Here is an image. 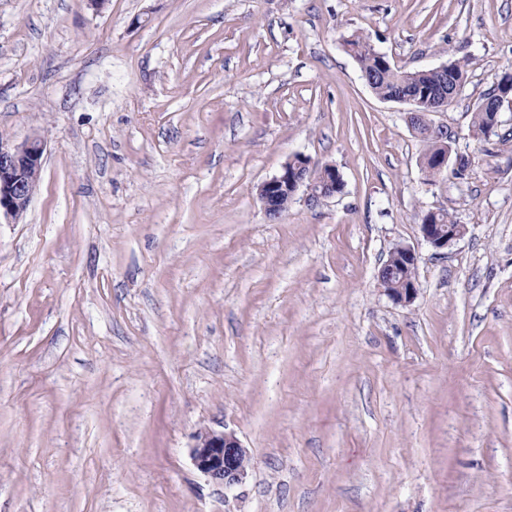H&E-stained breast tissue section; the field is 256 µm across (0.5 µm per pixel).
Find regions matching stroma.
I'll list each match as a JSON object with an SVG mask.
<instances>
[{
	"instance_id": "obj_1",
	"label": "stroma",
	"mask_w": 512,
	"mask_h": 512,
	"mask_svg": "<svg viewBox=\"0 0 512 512\" xmlns=\"http://www.w3.org/2000/svg\"><path fill=\"white\" fill-rule=\"evenodd\" d=\"M400 67L467 58L447 126L465 178L424 182ZM512 0H0V136L42 178L0 221V512H512ZM304 155L336 197L278 219ZM466 235L435 250L424 215ZM417 256L404 306L378 281ZM202 428L251 466L227 488ZM344 44L356 60L364 79L367 83L370 82L371 91L378 98L391 97L408 86V71L392 64L390 59L380 53L362 33L351 34L345 38ZM507 105L512 107V96L508 94H498L493 100V110L491 109H478L476 106L473 109L471 116V124L469 126L470 135L476 140H487L495 132L498 126V121L495 119L499 118V114ZM300 161L295 156L285 162L281 171L272 178L265 180L257 187V196L262 204L266 215L281 217V206L283 211L288 210L289 193L294 197L300 190H303L306 199L311 204H317L322 200L336 196V176L338 170L336 165L328 164L333 173V178L324 175L321 165L312 161L310 158L298 155ZM288 163L293 167L288 170ZM288 188V191L281 193V206L279 203L280 190ZM190 448L196 469L224 487L241 483L250 468L249 453L234 433L200 429Z\"/></svg>"
}]
</instances>
